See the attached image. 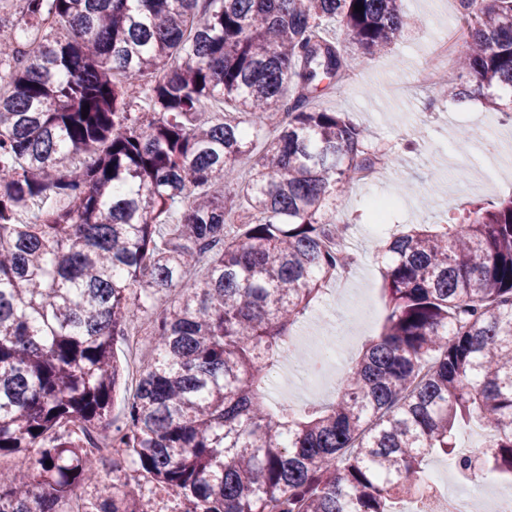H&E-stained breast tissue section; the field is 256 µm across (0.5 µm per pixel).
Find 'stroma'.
Returning <instances> with one entry per match:
<instances>
[{
	"label": "stroma",
	"mask_w": 512,
	"mask_h": 512,
	"mask_svg": "<svg viewBox=\"0 0 512 512\" xmlns=\"http://www.w3.org/2000/svg\"><path fill=\"white\" fill-rule=\"evenodd\" d=\"M457 0H402L410 18L409 34L386 54L365 60L351 55L359 76L317 98L319 107L347 113L365 132L374 150L400 155L401 164L388 168L378 182L351 186L338 219L349 229L348 250L353 273L347 283H331L295 336L329 342L350 337L341 349L337 373H344L367 340L381 332L385 307L378 250L390 234L405 224H441L470 203H495L512 196V125L490 133L484 105L462 107L440 97L436 86L424 83L421 70L433 42L447 31ZM468 130L471 141L459 140ZM437 185L429 202L421 196ZM427 194V193H426ZM151 313H144L137 342L121 341L115 356L125 368V384L112 411L123 422L140 370L153 356Z\"/></svg>",
	"instance_id": "obj_1"
}]
</instances>
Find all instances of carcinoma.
Instances as JSON below:
<instances>
[{"instance_id":"1","label":"carcinoma","mask_w":512,"mask_h":512,"mask_svg":"<svg viewBox=\"0 0 512 512\" xmlns=\"http://www.w3.org/2000/svg\"><path fill=\"white\" fill-rule=\"evenodd\" d=\"M12 2L0 459L34 462L0 465V512H156L118 476L83 496L115 447L178 496L172 512H394L474 418L488 446L459 469L512 480V197L392 235L381 334L335 401L265 406L290 328L348 265L327 243L336 202L379 161L359 125L313 106L350 68L328 24L371 59L411 27L400 0H23L16 20ZM457 2L468 29L448 97L512 111V0ZM219 100L235 111H211ZM269 123L238 201L237 163ZM147 301L154 358L120 425L114 347Z\"/></svg>"}]
</instances>
